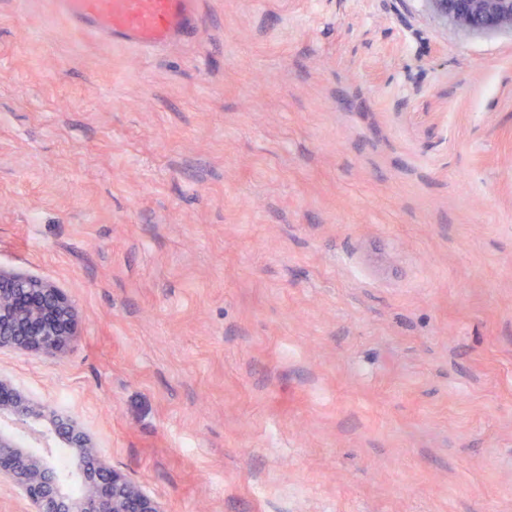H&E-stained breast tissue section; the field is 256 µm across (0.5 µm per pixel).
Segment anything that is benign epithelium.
<instances>
[{"instance_id":"obj_1","label":"benign epithelium","mask_w":512,"mask_h":512,"mask_svg":"<svg viewBox=\"0 0 512 512\" xmlns=\"http://www.w3.org/2000/svg\"><path fill=\"white\" fill-rule=\"evenodd\" d=\"M437 20L465 35L512 32V0H421ZM77 311L56 285L0 268V348L55 355L74 335ZM39 412L0 377V417L31 425ZM55 434L77 452L76 468L62 476L47 459L0 430V481L10 483L31 512H166L164 505L98 455L77 420L61 422ZM82 486L76 495L65 485Z\"/></svg>"}]
</instances>
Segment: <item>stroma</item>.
<instances>
[{"mask_svg": "<svg viewBox=\"0 0 512 512\" xmlns=\"http://www.w3.org/2000/svg\"><path fill=\"white\" fill-rule=\"evenodd\" d=\"M154 53L0 0V349L167 512H512V34L421 0H198ZM76 317L56 285L0 268V348L55 355L74 336Z\"/></svg>", "mask_w": 512, "mask_h": 512, "instance_id": "1", "label": "stroma"}]
</instances>
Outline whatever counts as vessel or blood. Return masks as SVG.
Listing matches in <instances>:
<instances>
[{
  "mask_svg": "<svg viewBox=\"0 0 512 512\" xmlns=\"http://www.w3.org/2000/svg\"><path fill=\"white\" fill-rule=\"evenodd\" d=\"M84 35L115 45L160 49L191 37L200 23L196 0H50Z\"/></svg>",
  "mask_w": 512,
  "mask_h": 512,
  "instance_id": "b4317fda",
  "label": "vessel or blood"
}]
</instances>
